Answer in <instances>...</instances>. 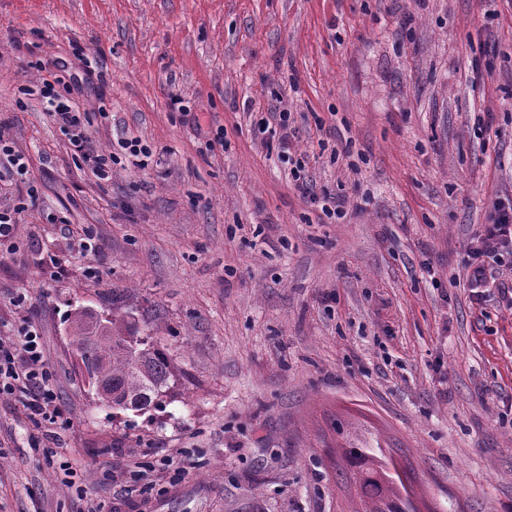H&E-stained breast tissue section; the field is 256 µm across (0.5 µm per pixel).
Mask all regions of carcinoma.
<instances>
[{"mask_svg":"<svg viewBox=\"0 0 512 512\" xmlns=\"http://www.w3.org/2000/svg\"><path fill=\"white\" fill-rule=\"evenodd\" d=\"M94 316L84 307L70 316V345L81 373L91 383L103 378L109 384L98 401L117 410L145 413L156 407L175 384L174 367L152 337L138 335L135 320L126 313H112L90 331ZM351 467L344 473L355 483L363 512H406L410 497L404 482L383 479L376 458L364 448L344 449Z\"/></svg>","mask_w":512,"mask_h":512,"instance_id":"cac0c4a2","label":"carcinoma"}]
</instances>
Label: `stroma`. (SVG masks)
Here are the masks:
<instances>
[{
    "label": "stroma",
    "instance_id": "35a3bbf8",
    "mask_svg": "<svg viewBox=\"0 0 512 512\" xmlns=\"http://www.w3.org/2000/svg\"><path fill=\"white\" fill-rule=\"evenodd\" d=\"M48 72L91 149L148 166L98 180L25 93ZM283 111L286 154L254 130ZM0 137L27 165L0 168V337L38 327L64 419L0 398V512H356L340 448L395 461L418 512H512V309L465 286L512 198V0H0ZM80 306L156 329L160 407H98Z\"/></svg>",
    "mask_w": 512,
    "mask_h": 512
}]
</instances>
